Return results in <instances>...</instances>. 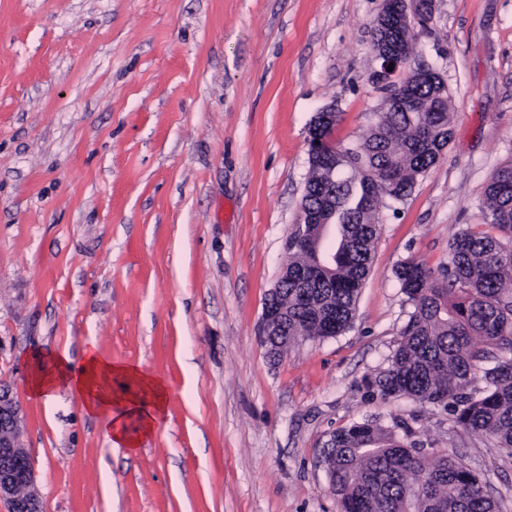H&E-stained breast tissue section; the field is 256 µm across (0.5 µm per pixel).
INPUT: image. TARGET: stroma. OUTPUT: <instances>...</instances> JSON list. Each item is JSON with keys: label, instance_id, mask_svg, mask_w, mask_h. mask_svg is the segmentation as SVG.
<instances>
[{"label": "stroma", "instance_id": "35a3bbf8", "mask_svg": "<svg viewBox=\"0 0 512 512\" xmlns=\"http://www.w3.org/2000/svg\"><path fill=\"white\" fill-rule=\"evenodd\" d=\"M381 0H0V383L25 415L44 512H338L320 451L366 419L409 423L512 496V457L448 413L366 383L412 310L407 260L439 270L512 158V0H436L414 62L444 78L452 142L379 234L351 329L270 362L259 335L335 106L357 140ZM164 382L136 450L34 364L89 346Z\"/></svg>", "mask_w": 512, "mask_h": 512}]
</instances>
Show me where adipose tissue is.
Masks as SVG:
<instances>
[{"label":"adipose tissue","instance_id":"obj_1","mask_svg":"<svg viewBox=\"0 0 512 512\" xmlns=\"http://www.w3.org/2000/svg\"><path fill=\"white\" fill-rule=\"evenodd\" d=\"M31 398L50 400L60 394L76 397L90 414L110 412L113 445L136 448L167 405L164 383L136 366L117 363L89 347L80 363L68 355L38 364L30 378Z\"/></svg>","mask_w":512,"mask_h":512}]
</instances>
